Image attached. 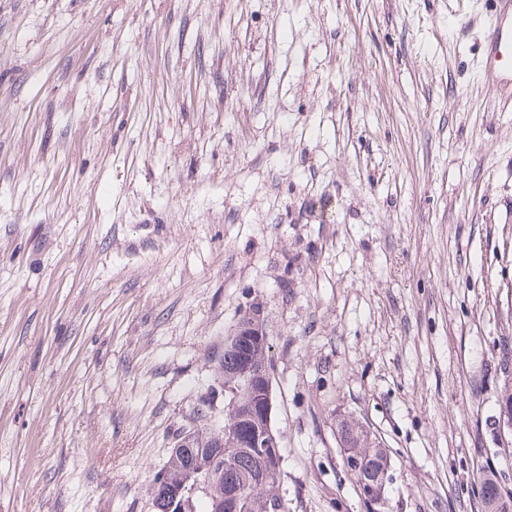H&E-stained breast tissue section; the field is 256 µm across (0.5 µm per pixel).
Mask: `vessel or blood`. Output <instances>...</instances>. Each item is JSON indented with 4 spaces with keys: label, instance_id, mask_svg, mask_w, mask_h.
Listing matches in <instances>:
<instances>
[{
    "label": "vessel or blood",
    "instance_id": "1",
    "mask_svg": "<svg viewBox=\"0 0 512 512\" xmlns=\"http://www.w3.org/2000/svg\"><path fill=\"white\" fill-rule=\"evenodd\" d=\"M492 19L485 31L481 75L499 89L512 90V0H494Z\"/></svg>",
    "mask_w": 512,
    "mask_h": 512
}]
</instances>
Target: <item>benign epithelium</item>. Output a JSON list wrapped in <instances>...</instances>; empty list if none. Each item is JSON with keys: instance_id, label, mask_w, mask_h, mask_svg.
<instances>
[{"instance_id": "1", "label": "benign epithelium", "mask_w": 512, "mask_h": 512, "mask_svg": "<svg viewBox=\"0 0 512 512\" xmlns=\"http://www.w3.org/2000/svg\"><path fill=\"white\" fill-rule=\"evenodd\" d=\"M267 340L263 309L252 305L244 311L235 330L228 339L227 348H239L241 342L262 345ZM227 408L241 412L240 423L227 429H218L211 448L203 452L196 449L192 437L179 442L173 453L183 460L180 480L175 485L157 483L155 493L166 503V512H190L199 493L210 499L211 512H257L258 505L250 494L251 488L265 482L268 475L281 466L279 439L272 427L273 399L270 371L265 364H252L246 360L239 366L237 380L224 382ZM249 423L250 431L241 437L239 447L259 461L258 470L250 472L232 483H224V436L240 433L241 423ZM499 431L512 446V388L506 387L500 404ZM378 445L367 440L363 450L342 447L344 469L355 476L365 512H378L385 502V489L390 480L389 465L372 469L370 459Z\"/></svg>"}]
</instances>
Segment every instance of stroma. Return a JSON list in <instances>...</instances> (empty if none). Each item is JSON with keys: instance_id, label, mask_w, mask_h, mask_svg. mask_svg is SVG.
<instances>
[{"instance_id": "obj_1", "label": "stroma", "mask_w": 512, "mask_h": 512, "mask_svg": "<svg viewBox=\"0 0 512 512\" xmlns=\"http://www.w3.org/2000/svg\"><path fill=\"white\" fill-rule=\"evenodd\" d=\"M493 0H0V512L149 488L264 308L287 512L512 488V101ZM492 19L485 31V56L481 75L485 82L512 94V1L494 0ZM510 91H505V89ZM266 340L267 334L264 327L263 309L258 305H251L241 315L240 321L228 339L227 348L228 350L238 349L242 341H247L252 345L243 353L253 361L263 363L267 361V351L269 349L268 343L264 344ZM255 344L263 345L258 347ZM497 425L507 448H509L512 446V390L509 385L505 388L502 396ZM339 432L345 442L354 448L358 446L360 441L364 442L368 437V433L365 430L359 426L356 427V425L352 424L350 421H341L339 423ZM340 445L342 448L341 458L343 467L350 475L356 477L358 490L365 511H380L377 507L383 505L385 502V489L390 480L388 475L389 464L382 463L374 472L371 468L372 463L370 464V459L372 458L374 449L381 447L373 443L370 436L365 445L358 446L365 448L362 451L345 447L341 441Z\"/></svg>"}]
</instances>
